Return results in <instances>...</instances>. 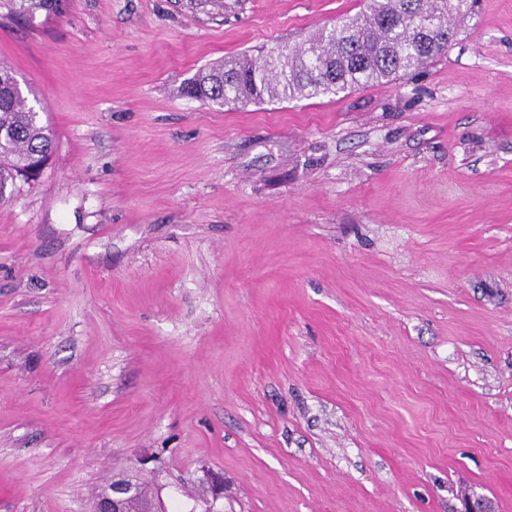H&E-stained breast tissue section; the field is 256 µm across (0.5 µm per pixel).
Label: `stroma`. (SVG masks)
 Listing matches in <instances>:
<instances>
[{"label":"stroma","mask_w":512,"mask_h":512,"mask_svg":"<svg viewBox=\"0 0 512 512\" xmlns=\"http://www.w3.org/2000/svg\"><path fill=\"white\" fill-rule=\"evenodd\" d=\"M360 7L0 0L54 138L0 201V512L149 456L168 512H512V0L408 80L181 93Z\"/></svg>","instance_id":"obj_1"}]
</instances>
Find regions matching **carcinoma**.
<instances>
[{
  "mask_svg": "<svg viewBox=\"0 0 512 512\" xmlns=\"http://www.w3.org/2000/svg\"><path fill=\"white\" fill-rule=\"evenodd\" d=\"M14 11H59L61 0H10ZM476 0H362V7L310 36L301 47L222 61L184 85L183 95L221 107L268 98L298 101L339 96L368 84L415 75L447 52ZM53 141L17 79L0 63V199L8 182L48 159ZM139 495L126 512H144L150 481L137 476Z\"/></svg>",
  "mask_w": 512,
  "mask_h": 512,
  "instance_id": "1",
  "label": "carcinoma"
}]
</instances>
